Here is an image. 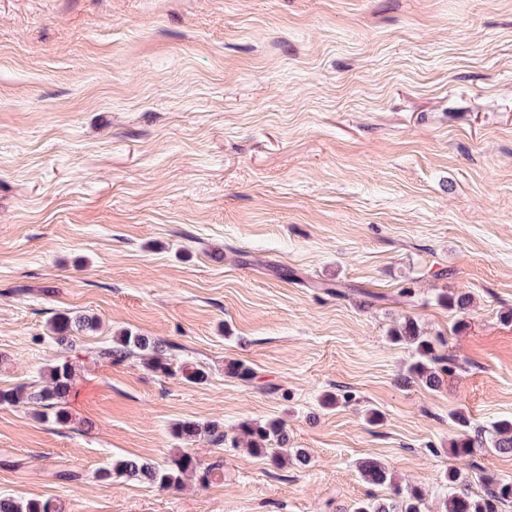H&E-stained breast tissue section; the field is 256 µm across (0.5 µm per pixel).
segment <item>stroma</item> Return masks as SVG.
Here are the masks:
<instances>
[{"mask_svg":"<svg viewBox=\"0 0 512 512\" xmlns=\"http://www.w3.org/2000/svg\"><path fill=\"white\" fill-rule=\"evenodd\" d=\"M61 312L100 325L64 349ZM408 319L459 360L439 388L403 380ZM121 329L206 381L99 359ZM61 358L69 426L0 404V495L353 512L390 495L374 459L443 512L454 412L512 417V0H0V390ZM188 420L224 444L177 439ZM252 420L309 466L234 447ZM186 447L223 478L97 475ZM490 478L512 456L476 449L470 490ZM202 433H206L214 443L224 444V430L220 429L217 424H209L202 427L196 421H182L174 429L175 436L185 441H193Z\"/></svg>","mask_w":512,"mask_h":512,"instance_id":"1","label":"stroma"}]
</instances>
